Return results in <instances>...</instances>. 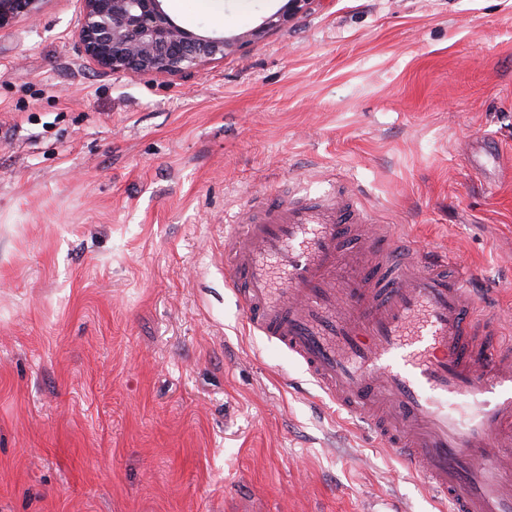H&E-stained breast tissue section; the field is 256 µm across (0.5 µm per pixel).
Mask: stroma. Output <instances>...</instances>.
Wrapping results in <instances>:
<instances>
[{
  "label": "stroma",
  "mask_w": 512,
  "mask_h": 512,
  "mask_svg": "<svg viewBox=\"0 0 512 512\" xmlns=\"http://www.w3.org/2000/svg\"><path fill=\"white\" fill-rule=\"evenodd\" d=\"M287 0H163L240 35ZM81 0L0 31V512H440L248 334L224 215L332 183L468 265L512 336V0H314L180 76Z\"/></svg>",
  "instance_id": "stroma-1"
}]
</instances>
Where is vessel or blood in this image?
<instances>
[{
	"label": "vessel or blood",
	"instance_id": "1",
	"mask_svg": "<svg viewBox=\"0 0 512 512\" xmlns=\"http://www.w3.org/2000/svg\"><path fill=\"white\" fill-rule=\"evenodd\" d=\"M272 257L287 271L278 289ZM224 270L248 331L370 425L448 512H512V341L467 268L331 190L232 216Z\"/></svg>",
	"mask_w": 512,
	"mask_h": 512
}]
</instances>
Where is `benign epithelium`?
I'll return each instance as SVG.
<instances>
[{"label":"benign epithelium","mask_w":512,"mask_h":512,"mask_svg":"<svg viewBox=\"0 0 512 512\" xmlns=\"http://www.w3.org/2000/svg\"><path fill=\"white\" fill-rule=\"evenodd\" d=\"M45 0H0V31L16 18L39 17ZM162 0H83L77 31L82 52L106 72L183 75L202 63L224 56L232 40L198 35L177 25ZM313 0H288L283 12L253 30L257 36L288 21Z\"/></svg>","instance_id":"obj_1"}]
</instances>
